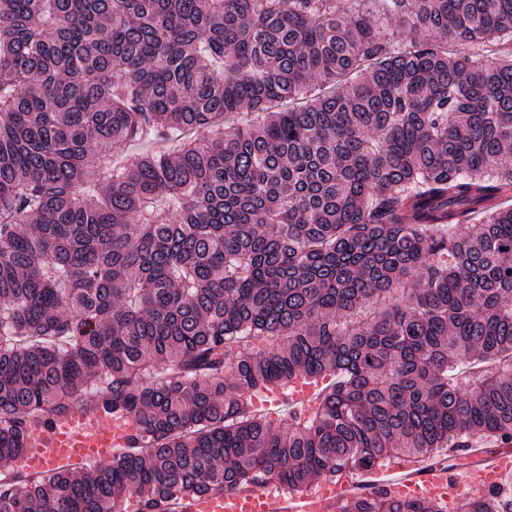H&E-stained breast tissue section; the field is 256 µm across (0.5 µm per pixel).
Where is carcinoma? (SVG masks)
<instances>
[{"label":"carcinoma","instance_id":"carcinoma-1","mask_svg":"<svg viewBox=\"0 0 512 512\" xmlns=\"http://www.w3.org/2000/svg\"><path fill=\"white\" fill-rule=\"evenodd\" d=\"M338 2L0 0V460L87 392L145 439L1 479L0 512L512 448V51L473 60L512 0ZM298 379L329 380L314 410L252 409Z\"/></svg>","mask_w":512,"mask_h":512}]
</instances>
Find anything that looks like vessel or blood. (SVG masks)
<instances>
[{"label":"vessel or blood","instance_id":"vessel-or-blood-1","mask_svg":"<svg viewBox=\"0 0 512 512\" xmlns=\"http://www.w3.org/2000/svg\"><path fill=\"white\" fill-rule=\"evenodd\" d=\"M135 433L132 421L123 414L99 409L94 401L77 400L61 411L48 413L41 426L30 431L27 450L13 463L16 472L29 476L48 471L76 470L92 462L112 459L117 449L128 447ZM483 487L498 485L502 476L512 473V461L502 455L475 453ZM468 463L454 461L414 471L401 470L398 476L368 482L367 490L384 488L413 496L467 492ZM348 480L326 482L319 488L288 497L283 492L255 489L246 493L213 490L183 499L176 512H335L338 500L348 496Z\"/></svg>","mask_w":512,"mask_h":512}]
</instances>
